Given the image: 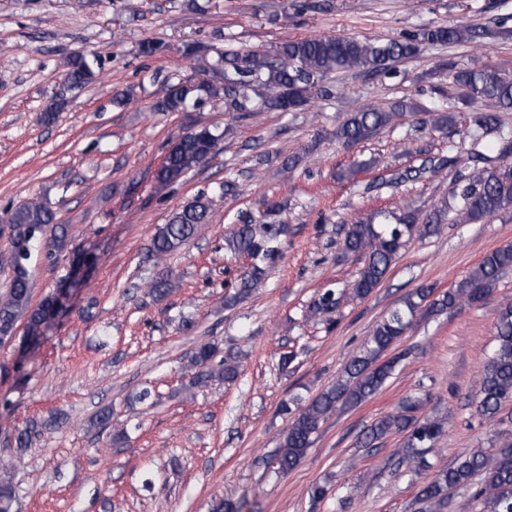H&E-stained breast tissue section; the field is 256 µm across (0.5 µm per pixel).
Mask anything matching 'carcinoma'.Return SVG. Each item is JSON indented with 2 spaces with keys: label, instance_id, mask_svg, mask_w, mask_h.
<instances>
[{
  "label": "carcinoma",
  "instance_id": "carcinoma-1",
  "mask_svg": "<svg viewBox=\"0 0 512 512\" xmlns=\"http://www.w3.org/2000/svg\"><path fill=\"white\" fill-rule=\"evenodd\" d=\"M489 36L508 38L512 30L500 27L490 31L471 25H436L424 28L401 39L386 41L360 40L354 37L318 36L281 43L274 54L259 51H226L219 54L223 66L212 70V80L192 87L173 85L167 94L152 106L153 112H186L205 98L222 97L236 112H251L261 106L284 111L280 97L288 94L293 108L303 106L313 94L324 96V78L333 73L359 71L390 76L392 63L415 56L419 47L478 42ZM66 79L72 84L85 85L94 77L93 62L83 54L72 55L67 62ZM448 79L458 89L457 102L472 109L471 126L457 129L455 103L447 99L433 108L423 107L412 100H399L389 105L369 104L350 113L337 127L336 138L346 145L358 144L375 133L401 124L408 114L425 113L431 125L450 136L475 142L496 134L499 155L512 154V129H506L499 112L512 110V78L493 67L460 68L448 62ZM220 139L215 131L201 137L193 133L181 135L180 141L168 150L155 173L156 189L164 190L180 182L188 173L206 164L219 150ZM453 208L444 202L423 218L412 213L389 212L386 224H376L371 217H360L349 224L336 226L344 257L360 264L351 293L369 296L385 279L401 251L412 240L437 235L447 223H477L512 207V170H491L475 177L455 180ZM210 202L199 195L187 202L165 224L157 227L150 251L158 260L181 249L197 234L198 228L210 219ZM280 210L274 203L255 217L236 225L224 237V249L236 256L252 260L235 284L234 292L225 296L230 306L250 295L264 282L266 268L281 256L280 245L288 235V225L279 219ZM54 210L42 202H27L15 207L9 215V247L12 253V278L9 292L0 299V345L15 336L19 318H26L27 336L35 342L49 316L58 307L57 296L46 295L31 304L29 261L45 228L55 223ZM512 269V244L487 253L479 264L454 287L436 291L433 285H422L407 294L400 303L377 321L362 350L344 368V374L334 384L304 401L293 402L301 409L280 440L275 454L279 472L293 470L313 444V436L321 423L339 407H356L375 395L390 376L395 360L383 359L384 353L411 327L421 310L439 313L462 304L483 302L491 287L505 271ZM149 294L156 300L169 296L175 289L174 278L166 273L148 284ZM344 289L329 288L308 308L310 317H326L340 306ZM495 344L492 347L476 384L477 413L486 420L499 414L503 403L512 401V303L497 310ZM216 352L212 344L201 345L192 362L199 371L192 377L196 387L208 385L214 379L233 382L239 375L235 357L224 358L219 368L210 367ZM416 404L388 414L368 429L363 447L392 432L405 435L403 447L395 451L398 462L418 472L426 467L423 454L441 436L444 424L433 417L409 415ZM38 422L32 421L16 429V457L21 459L31 446ZM457 487L475 488L474 496L481 500L483 512H512V448H479L461 457L454 466L437 472L424 483L419 496L429 507L440 510L448 504V490ZM15 487L8 478H0V512H12Z\"/></svg>",
  "mask_w": 512,
  "mask_h": 512
}]
</instances>
